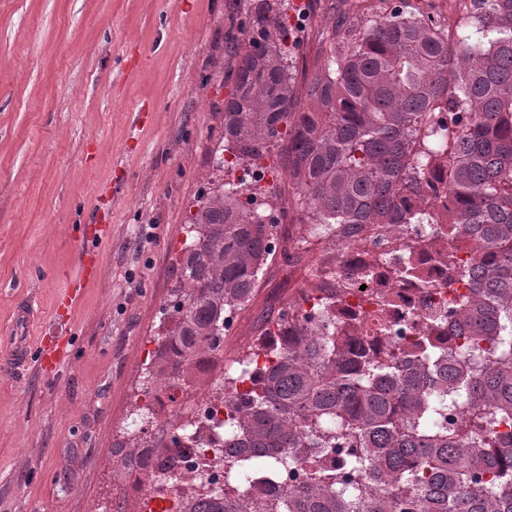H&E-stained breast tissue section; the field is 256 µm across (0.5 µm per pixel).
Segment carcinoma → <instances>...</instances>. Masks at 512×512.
Segmentation results:
<instances>
[{
    "mask_svg": "<svg viewBox=\"0 0 512 512\" xmlns=\"http://www.w3.org/2000/svg\"><path fill=\"white\" fill-rule=\"evenodd\" d=\"M369 20L333 29L324 64L298 80L286 45L288 13L264 14L247 40L224 100V160L288 172V211L318 224H436L404 239L391 277L428 286L416 258L446 260L447 310L410 344L357 335L336 290L319 312L277 322L259 342L262 382L247 365L229 377L233 434L226 477L252 471L242 495L213 494L182 512H512V0H460L457 31L414 0H357ZM264 190L239 178L216 187L183 230L172 327L145 364L159 383L188 392L224 358V312L244 310L273 259L280 224ZM472 243L463 259L450 243ZM463 336L462 346L448 343ZM123 466L148 449L172 459L181 429H125ZM336 463L321 462L328 453ZM307 469L292 489L283 470Z\"/></svg>",
    "mask_w": 512,
    "mask_h": 512,
    "instance_id": "1",
    "label": "carcinoma"
}]
</instances>
